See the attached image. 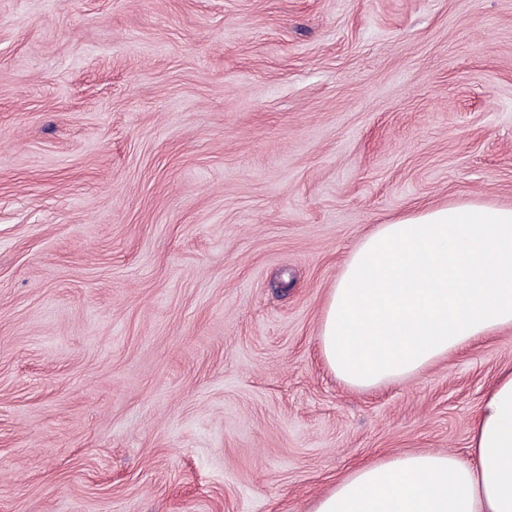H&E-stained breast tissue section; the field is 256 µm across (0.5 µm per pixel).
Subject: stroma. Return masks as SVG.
Wrapping results in <instances>:
<instances>
[{"label": "stroma", "instance_id": "obj_1", "mask_svg": "<svg viewBox=\"0 0 512 512\" xmlns=\"http://www.w3.org/2000/svg\"><path fill=\"white\" fill-rule=\"evenodd\" d=\"M512 207V0H0V512H311L469 454L512 327L342 386L322 310L416 206Z\"/></svg>", "mask_w": 512, "mask_h": 512}]
</instances>
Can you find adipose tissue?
<instances>
[{
  "label": "adipose tissue",
  "instance_id": "1",
  "mask_svg": "<svg viewBox=\"0 0 512 512\" xmlns=\"http://www.w3.org/2000/svg\"><path fill=\"white\" fill-rule=\"evenodd\" d=\"M512 326V207L467 199L377 225L327 299L319 349L345 387L417 377ZM469 458L404 452L355 467L312 512H512V370L483 397Z\"/></svg>",
  "mask_w": 512,
  "mask_h": 512
}]
</instances>
